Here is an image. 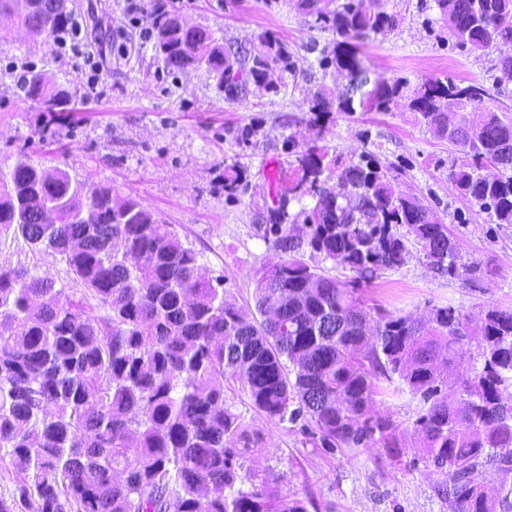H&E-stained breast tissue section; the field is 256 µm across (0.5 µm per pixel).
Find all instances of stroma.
I'll return each mask as SVG.
<instances>
[{"label": "stroma", "instance_id": "35a3bbf8", "mask_svg": "<svg viewBox=\"0 0 512 512\" xmlns=\"http://www.w3.org/2000/svg\"><path fill=\"white\" fill-rule=\"evenodd\" d=\"M174 5L189 24L249 49L266 30L299 45L317 35L291 0H240L230 10L224 0ZM68 6L101 65L99 93L90 95L73 54H59L53 43L0 19V167L23 161L61 168L86 185H107L114 195L139 199L200 253L206 276H223L228 303L253 307L255 272L277 260L257 221L268 178L287 171L289 140L312 135L303 89L228 102L204 71L170 70L158 62L152 43L141 40L126 0H68ZM388 9L399 14L398 28L362 47L373 75L413 82L485 77V58L454 48L435 9L422 0H390ZM21 62L64 84L75 98L72 111L47 123L38 101L18 99L9 67ZM244 126L254 134L249 142H236L231 131ZM323 143L348 156L374 153L399 172L402 190L430 202L458 238L465 259L488 261L498 270L493 281L465 283L434 275L414 253L366 286L372 303L417 316L448 303L474 317L490 302L512 309V225L485 223L457 197L448 180L447 140L398 109L333 114L324 123ZM234 161L247 179L231 197L224 191V165ZM17 264L52 278L66 292L80 289L65 263L31 250L20 238L1 237L0 266ZM224 396L264 437V448L248 467L280 481L284 493L306 502L308 512H445L434 492L440 474L389 460L378 448L324 452L306 445L292 425L268 422L241 392L228 388Z\"/></svg>", "mask_w": 512, "mask_h": 512}]
</instances>
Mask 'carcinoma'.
I'll return each instance as SVG.
<instances>
[{
	"label": "carcinoma",
	"mask_w": 512,
	"mask_h": 512,
	"mask_svg": "<svg viewBox=\"0 0 512 512\" xmlns=\"http://www.w3.org/2000/svg\"><path fill=\"white\" fill-rule=\"evenodd\" d=\"M172 0L147 20L166 68L203 69L229 102L253 83L286 91L298 49L322 79L306 94L313 138L292 145L293 176L269 180L282 198L258 213L278 260L254 276V309L224 300V279L202 274L199 253L132 197L75 181L56 168H0V235L63 261L82 285L68 294L24 265L0 267V467L15 474L0 512H308L303 500L246 466L264 444L227 403L224 384L275 425L297 427L314 448H371L445 476L446 512H512V310L487 306L473 320L452 304L425 319L369 306L359 285L399 269L415 247L429 269L462 282L492 280L490 263L464 262L457 240L425 198L370 152L344 157L318 145L337 112H390L407 101L415 123L448 139V181L485 214L512 225V113L486 102L512 93V0H433L456 46L490 58L488 76L370 80L358 43L399 24L388 0H293L328 34L297 48L271 31L247 49L187 27ZM0 0V16L56 40L71 21L65 0ZM342 75L343 88L325 77ZM28 97L46 112L72 103L36 71ZM336 175L339 190L323 186ZM246 179L224 165V191ZM302 207L294 214L289 205ZM353 273L341 281L321 263ZM94 299L108 310L88 313ZM474 348L465 375L458 350ZM418 400L405 442L373 409L380 384Z\"/></svg>",
	"instance_id": "obj_1"
}]
</instances>
